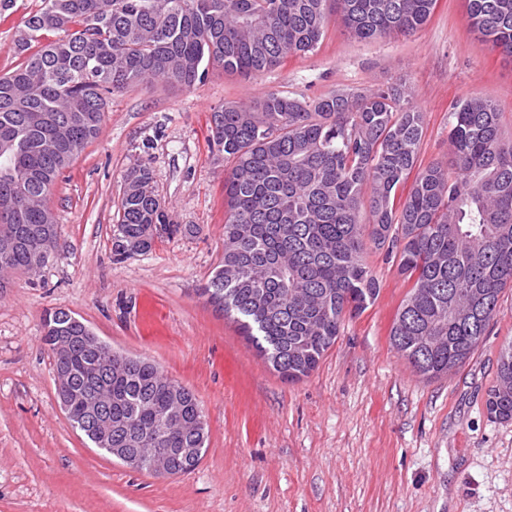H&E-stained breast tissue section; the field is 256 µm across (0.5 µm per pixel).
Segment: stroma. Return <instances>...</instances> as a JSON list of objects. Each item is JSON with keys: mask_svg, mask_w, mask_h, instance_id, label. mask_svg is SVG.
Segmentation results:
<instances>
[{"mask_svg": "<svg viewBox=\"0 0 512 512\" xmlns=\"http://www.w3.org/2000/svg\"><path fill=\"white\" fill-rule=\"evenodd\" d=\"M43 0H0V75ZM406 82L426 116L420 166L447 163L455 102L492 100L512 138V60L473 31L466 0H437L415 32L361 40L331 18L314 52L257 76L208 69L203 83L160 81L108 97L97 138L59 177L49 206L58 247L39 275L0 291V512H512V422L487 394L512 340V288L456 371L425 379L390 343L410 284L367 246L379 295L345 321L318 368L297 382L269 367L200 289L224 254V180L212 112L271 91L313 100ZM151 168L181 231L149 252L112 256L133 167ZM64 310L114 350L142 357L197 397L207 451L190 472L156 477L94 448L62 410L46 313Z\"/></svg>", "mask_w": 512, "mask_h": 512, "instance_id": "obj_1", "label": "stroma"}]
</instances>
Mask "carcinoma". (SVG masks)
<instances>
[{"mask_svg": "<svg viewBox=\"0 0 512 512\" xmlns=\"http://www.w3.org/2000/svg\"><path fill=\"white\" fill-rule=\"evenodd\" d=\"M437 0H44L16 39L24 61L0 76V236L22 238L7 266L35 274L46 248L38 228L55 224L47 196L97 138L106 96L155 79L190 88L207 67L260 75L291 54L317 48L329 18L361 39L410 34ZM472 28L512 58V0H467ZM50 33L64 37L43 42ZM450 167L417 166L425 113L403 83L367 94L331 92L312 101L269 92L211 114V141L231 164L224 181V258L200 288L234 319L281 376L314 371L348 317L379 293L365 240L397 259L411 281L390 332L393 347L427 378L459 368L485 336L499 296L512 284V142L489 99L469 97L450 112ZM367 211V221L360 219ZM180 231L160 203L152 170L124 177L113 259L152 248L157 227ZM82 327L47 333L60 386L112 394L73 426L95 442L112 421V447L133 448L158 427L150 414L175 398L185 426L177 447L206 450L192 425L199 402L176 395L158 366L88 350ZM488 413L512 421V341L500 351ZM202 455L178 456L167 474Z\"/></svg>", "mask_w": 512, "mask_h": 512, "instance_id": "cac0c4a2", "label": "carcinoma"}]
</instances>
